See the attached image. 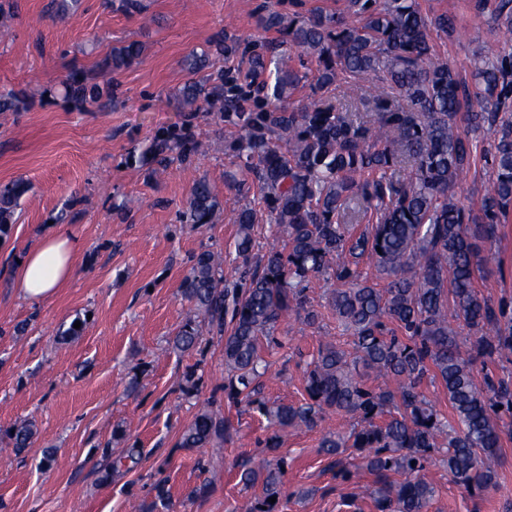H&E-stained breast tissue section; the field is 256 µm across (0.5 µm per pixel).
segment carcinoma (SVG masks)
<instances>
[{"instance_id": "obj_1", "label": "carcinoma", "mask_w": 512, "mask_h": 512, "mask_svg": "<svg viewBox=\"0 0 512 512\" xmlns=\"http://www.w3.org/2000/svg\"><path fill=\"white\" fill-rule=\"evenodd\" d=\"M491 19L512 32V0H496ZM266 29L281 38L253 43L247 79L256 94L224 71L209 70V52L187 59L192 73L179 89L189 123L164 131L142 150L139 162L155 172L185 162L201 142L192 120L218 107L224 127L237 132L232 147L237 167L226 179L257 185L260 203L280 229L277 245L253 253L256 212L239 210L237 277H224V257L204 249L192 256L180 283L191 305L173 339L182 350L202 342L199 322L224 338V364L231 376L224 392L257 405L280 430L312 429L327 411L348 415L357 426L326 437L322 448L336 457V476L350 480L362 469L376 476L377 512H428L435 489L419 476L432 453L445 449L448 476L466 490L498 485L496 465L503 416H512V387L484 373L477 384L474 361L512 354V314L484 297L478 282L501 266L497 243L500 218L512 211V47L492 59L474 57L470 78L439 56L432 31L456 33L454 19L431 18L417 0H348L345 14L315 12L306 20L269 13ZM216 53L234 56L235 37L210 42ZM131 42L99 63L100 83L81 70L62 81L63 96L75 104L112 102L118 84L112 74L140 56ZM312 57L315 72H301L294 57ZM344 83V103L325 91ZM311 95L295 105L294 91ZM31 95H0V111H18ZM251 100L249 107L244 101ZM493 135V175L478 208L455 198L458 177L475 162L477 135ZM30 191L20 177L0 185V237L15 223ZM372 222L351 229L365 215ZM221 204L205 179L196 182L178 213L179 223H216ZM375 267L379 285L360 264ZM336 282L328 306L352 331L351 350L320 343L304 370L306 397L299 404L268 407L259 398L266 369L261 341L271 339L289 313L315 324L321 313L308 306L313 281ZM475 335L465 350L457 328ZM383 379L371 387L370 376ZM448 392L456 425L425 398V379ZM34 430L21 424L7 435L19 451ZM224 441V418L210 406L184 429L180 447H215ZM359 452L355 470L337 456ZM391 473L400 481L388 480ZM284 470L269 461L241 464L240 482H262L265 499L249 512H272L269 498H281Z\"/></svg>"}]
</instances>
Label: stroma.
I'll list each match as a JSON object with an SVG mask.
<instances>
[{
  "instance_id": "obj_1",
  "label": "stroma",
  "mask_w": 512,
  "mask_h": 512,
  "mask_svg": "<svg viewBox=\"0 0 512 512\" xmlns=\"http://www.w3.org/2000/svg\"><path fill=\"white\" fill-rule=\"evenodd\" d=\"M347 0H142L130 14L120 0H80L59 12L51 0H8L9 36L0 37V89L43 90L17 112H0V183L27 179L31 190L16 211L8 237L0 239V438L31 424V445L0 454V512H148L155 485L168 492L169 512H245L260 500L262 484L244 486L237 462L281 460L285 475L280 512H376L370 492L375 478L337 479L324 436L350 430L352 419L326 413L311 430L278 432L255 407L230 403L224 342L204 334L200 348L181 353L171 340L190 316L180 292L189 258L201 249L224 253L233 277L238 209L257 211L255 252L275 238L259 207L258 190L229 186L226 172L237 159L216 115L192 120L202 154L173 163L153 176L130 164L161 131L188 121L177 92L189 80L183 61L219 32L248 43L275 39L258 28L259 16L278 12L305 18L311 10L344 9ZM429 16L448 14L463 39L435 33L439 55L469 67L475 55L495 57L504 31L474 0H418ZM140 42L143 53L114 79L119 95L110 108L71 103L61 82L73 68L98 78V62L112 48ZM207 179L222 214L202 227L178 223L176 215L199 179ZM60 232L75 237V272L49 299L31 302L13 286L18 259L48 231L59 213ZM501 271L479 283L482 295L512 302V215L499 243ZM331 285L309 291L321 312L311 325L293 317L280 323L275 343L263 345L269 370L262 379L267 405L297 404L305 395L306 360L326 340L347 346L349 337L328 307ZM80 335H66L75 318ZM199 388L187 392L185 375ZM227 427L221 449L179 447L183 429L205 403ZM278 437L276 451L265 442ZM500 480L480 493L454 484L433 454L421 472L436 489L430 512H512V431L501 437ZM53 453L57 463L41 461ZM128 462L113 470L115 458Z\"/></svg>"
}]
</instances>
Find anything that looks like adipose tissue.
<instances>
[{"instance_id": "ef3b65f1", "label": "adipose tissue", "mask_w": 512, "mask_h": 512, "mask_svg": "<svg viewBox=\"0 0 512 512\" xmlns=\"http://www.w3.org/2000/svg\"><path fill=\"white\" fill-rule=\"evenodd\" d=\"M77 241L61 232L46 233L21 259L14 279L17 292L38 302L53 295L74 269Z\"/></svg>"}]
</instances>
